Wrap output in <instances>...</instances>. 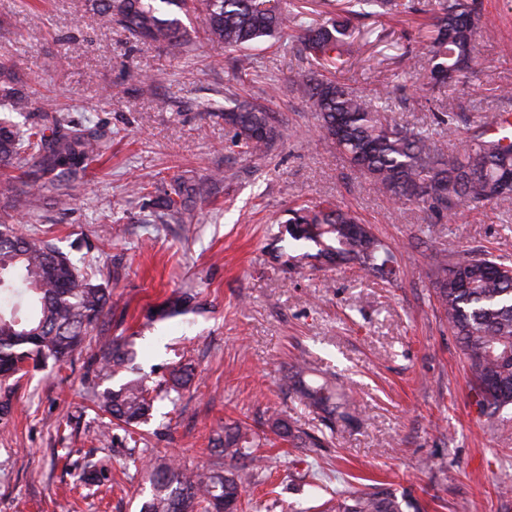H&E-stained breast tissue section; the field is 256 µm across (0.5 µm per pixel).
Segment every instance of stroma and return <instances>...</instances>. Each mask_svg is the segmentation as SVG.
<instances>
[{"instance_id": "35a3bbf8", "label": "stroma", "mask_w": 512, "mask_h": 512, "mask_svg": "<svg viewBox=\"0 0 512 512\" xmlns=\"http://www.w3.org/2000/svg\"><path fill=\"white\" fill-rule=\"evenodd\" d=\"M356 21L358 34L336 79L385 102L396 121H431L444 107L492 126L512 112V0H482L488 19L475 40L478 75L430 93L401 56L421 41L425 12ZM188 44L137 41L92 10L89 0H0V56L12 86L66 105L69 120L99 133L102 156L83 177L46 182L29 195L21 167L8 169L0 221L18 225L67 255L109 295L95 329L71 358L0 386V512H139L152 492L148 459L196 467L219 425L266 428L268 407L321 433L320 414L280 385L286 365L309 361L307 381L330 380L350 420L328 445L303 454L280 441L246 496L272 512H324L334 491L382 483L412 497L419 512H512V407L479 417L468 361L440 318L426 276L428 257L463 249L512 262V204L457 206L454 216L373 192L318 133L290 77L304 62L288 39L242 52L202 35L203 15L186 20ZM234 97L268 107L287 129L263 157L242 154L213 106ZM224 173L186 224L152 222L143 201L160 183ZM141 196H133L134 184ZM310 200L339 204L399 249L398 282L351 265L320 267L311 244L273 258L288 209ZM435 225L426 236V225ZM181 293V314L160 309ZM123 336L140 376L158 397L134 437L101 432L93 403L99 340ZM193 378L165 397L174 369ZM95 463L104 477L85 487Z\"/></svg>"}]
</instances>
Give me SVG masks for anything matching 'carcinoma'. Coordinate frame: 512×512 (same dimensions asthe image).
I'll return each instance as SVG.
<instances>
[{
	"instance_id": "1",
	"label": "carcinoma",
	"mask_w": 512,
	"mask_h": 512,
	"mask_svg": "<svg viewBox=\"0 0 512 512\" xmlns=\"http://www.w3.org/2000/svg\"><path fill=\"white\" fill-rule=\"evenodd\" d=\"M96 9L133 38L157 44L183 45L187 30L178 13H188L195 0H93ZM207 39L228 51L248 49L264 38L291 30L293 48L308 67L296 71L291 90L308 99L317 114L323 138L358 169L369 187L396 202H417L437 211L466 203L512 200V136L488 135L477 127L458 153H450L438 130L459 134L461 118L433 113L435 127L401 124L336 81L345 63L344 49L354 41L353 18L418 12L416 0H338L336 17L315 20L304 6L285 9L264 0H202ZM485 25L476 0H438V8L422 41L421 65L427 87L435 90L476 75L474 36ZM0 165L21 162L35 177L79 178L100 157V137L70 125L55 104L40 106V122L22 126L11 113L30 112L32 99L5 83L0 102ZM215 116L234 133V144L249 156L266 155L286 136L265 110L227 99ZM200 193L194 184L176 181L159 189L155 218L164 223L192 221L187 199ZM285 232L295 241L318 246L315 257L327 264H353L366 275L397 279L398 250L385 246L371 228L349 210L302 205L288 209ZM512 266L483 253L465 250L429 257L428 277L439 311L459 340L479 393V413L489 418L512 406ZM105 289L78 271L67 256L49 244L0 230V385L52 362L65 361L98 322ZM132 360L128 344L114 336L100 348V373L109 379ZM305 363L291 365L283 382L298 392L306 406L319 411L328 427L348 418L335 390L306 385ZM106 426L125 433L147 421L154 406L144 377L107 387L98 396ZM270 432L295 448H322L324 440L270 411ZM270 438L241 424L224 425L211 439L213 459L200 470L159 462L153 469L152 492L140 512H240L251 483L250 468L260 457L254 449ZM332 512H417L406 498L387 489L336 495Z\"/></svg>"
}]
</instances>
